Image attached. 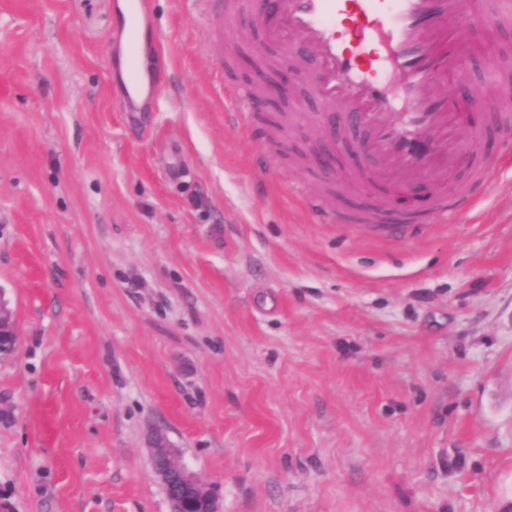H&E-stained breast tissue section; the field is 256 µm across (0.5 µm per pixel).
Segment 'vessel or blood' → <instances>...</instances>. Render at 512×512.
<instances>
[{
    "mask_svg": "<svg viewBox=\"0 0 512 512\" xmlns=\"http://www.w3.org/2000/svg\"><path fill=\"white\" fill-rule=\"evenodd\" d=\"M205 19L208 45L219 50L224 36L223 0H195ZM147 0H127L119 28L126 80L122 100L139 111L152 100L159 80L143 62ZM498 22L482 0H270L268 12H254L268 42L290 51L304 44L318 63L305 73L330 114L343 119V135L362 130L369 138L361 153L372 166L353 175L372 195L392 198L402 181L427 182L432 204L424 211L393 207L369 210L371 231L384 238L414 236L421 225L473 205L476 186L496 164L478 141L460 144L459 98L447 90L450 63L470 46L475 19ZM475 182L455 184L461 167Z\"/></svg>",
    "mask_w": 512,
    "mask_h": 512,
    "instance_id": "obj_1",
    "label": "vessel or blood"
}]
</instances>
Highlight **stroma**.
<instances>
[{
    "mask_svg": "<svg viewBox=\"0 0 512 512\" xmlns=\"http://www.w3.org/2000/svg\"><path fill=\"white\" fill-rule=\"evenodd\" d=\"M119 5L0 0L13 512H170L156 430L219 512H512V0L448 73L499 103L460 136L507 162L475 209L407 241L359 226L347 141L334 185L302 164L328 120L314 93L293 88L285 122L244 109L264 40L248 5L217 63L192 0H149L166 66L146 112L117 90ZM327 189L335 223L309 202Z\"/></svg>",
    "mask_w": 512,
    "mask_h": 512,
    "instance_id": "1",
    "label": "stroma"
}]
</instances>
